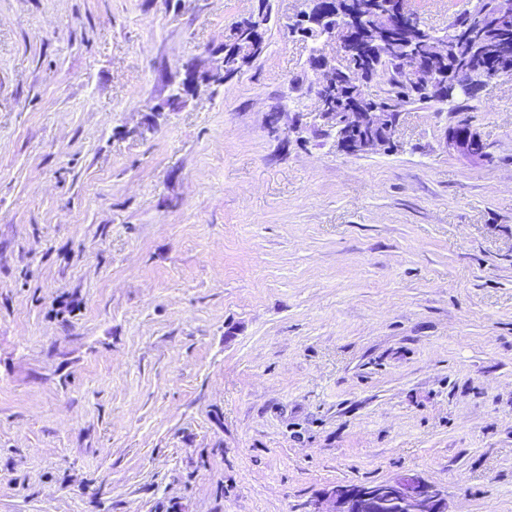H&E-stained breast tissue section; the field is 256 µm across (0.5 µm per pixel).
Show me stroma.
Listing matches in <instances>:
<instances>
[{
    "label": "stroma",
    "mask_w": 512,
    "mask_h": 512,
    "mask_svg": "<svg viewBox=\"0 0 512 512\" xmlns=\"http://www.w3.org/2000/svg\"><path fill=\"white\" fill-rule=\"evenodd\" d=\"M258 6L0 0V512H304L410 471L512 512V76L349 155L269 0L266 53L160 110ZM447 144L450 149L473 160H482L484 151H486L484 143L475 133L468 135H449L447 137Z\"/></svg>",
    "instance_id": "1"
}]
</instances>
